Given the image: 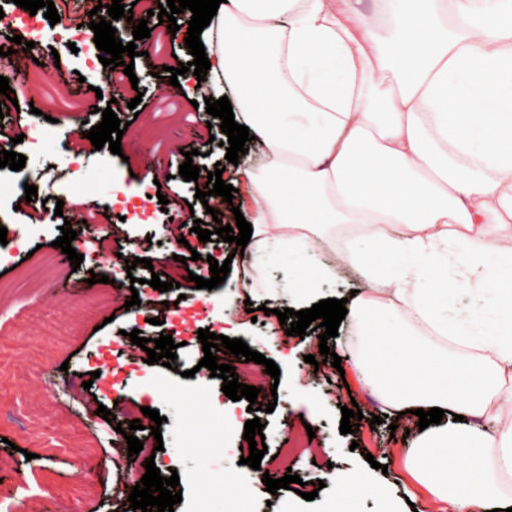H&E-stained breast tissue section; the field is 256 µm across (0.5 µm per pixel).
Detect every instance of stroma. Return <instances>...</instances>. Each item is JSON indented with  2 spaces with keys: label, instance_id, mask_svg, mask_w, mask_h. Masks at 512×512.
<instances>
[{
  "label": "stroma",
  "instance_id": "stroma-1",
  "mask_svg": "<svg viewBox=\"0 0 512 512\" xmlns=\"http://www.w3.org/2000/svg\"><path fill=\"white\" fill-rule=\"evenodd\" d=\"M167 58L191 62L182 36H174L166 54L152 55L147 63L136 60L134 73L145 98L162 95V81L152 76L151 68ZM100 80V70L87 68L83 53L61 46L56 54L45 55L44 67L29 90L41 115L27 116L24 103L19 109L25 114L23 133L43 136L46 145L39 154L28 156L23 169L11 172L13 194H23L32 173L38 177L39 190L32 207L40 206V193L45 189L69 200L92 201L107 211L113 252L134 249L138 257L151 259L152 266L133 269V277L139 280L137 289H117L111 322L99 317L81 320V334L64 347L43 336L33 323L42 316L80 320L78 301L62 288L60 279L38 285L17 281L14 290L0 300V503L8 505L10 512H133L127 498L145 468H129L126 439L117 433L115 423L96 413L103 405L150 407L163 416L161 439L150 434L152 421L146 416L141 417L142 428L136 436L145 447L155 449L161 475L177 470L182 501L174 512H333L337 491L332 476L351 470L366 472L383 495L354 498L349 512H380L386 500L396 512H438L433 497L416 484L407 468L412 439L419 434V418L398 414L363 382L355 369L359 350L353 322L343 321L336 338L327 341L342 359L340 368L306 363V356L319 353L316 331L287 335L276 314L261 312L267 293L250 287L249 265L244 256L234 255L232 244L203 243L189 232L186 245L171 247L172 227L166 213H159L157 222L144 224L122 206V198L136 195L140 187L178 175V168L168 166L153 179L147 171L154 146L180 141L195 144L199 150L194 159L199 178L182 183L181 188L202 228L234 223L239 213L251 216L253 205L246 193H236L232 207L223 208L215 218L195 197L197 186L206 184L209 171L226 155L225 148L201 137L208 126H220V119L201 111L191 125L182 113L137 115L122 101L112 106L118 119L128 125L121 155H112L106 147H91L78 154L72 149L76 135L90 131L102 115L70 106L62 85L67 82L75 87L83 81L95 86ZM353 247L362 250L366 243L341 226L321 238L320 257L334 265L335 278L304 297L294 289L281 293L278 310L308 309L360 289V272L338 260L342 251ZM194 252L230 260V272L220 286L198 289L189 281V271L197 267L190 259ZM156 270L176 281V288L163 293L154 290L149 281ZM134 294L150 304L158 324L125 311V301ZM250 305L258 307V315L247 313ZM199 311L206 312L205 325L210 331L242 339L280 369L277 388L259 392L263 407L254 414L264 426L267 445L260 470L240 462L244 425L254 416L247 410L249 402L226 397L221 378L199 368L204 353L197 337L187 336L185 345L177 348L172 370L158 362L148 363L146 351L129 337L135 329L152 339L171 334L181 320ZM36 344L48 354L37 375L25 361ZM107 362L122 366L113 386L105 388L96 381L86 389L77 384L79 375L100 370ZM353 402L364 418L358 431L344 435L340 432L341 409ZM268 403L274 404L273 412H265ZM217 410L233 420L220 437L215 436L212 422ZM371 414L380 416L381 424H369ZM392 423L397 426L393 432L388 429ZM288 469L315 490L314 500L283 488L273 495L257 481L259 471ZM241 487L249 488L248 496H237Z\"/></svg>",
  "mask_w": 512,
  "mask_h": 512
}]
</instances>
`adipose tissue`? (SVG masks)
I'll use <instances>...</instances> for the list:
<instances>
[{
    "mask_svg": "<svg viewBox=\"0 0 512 512\" xmlns=\"http://www.w3.org/2000/svg\"><path fill=\"white\" fill-rule=\"evenodd\" d=\"M217 18L207 79L270 157L265 179L237 171L257 250L362 229L378 262L343 257L363 270L359 370L389 405L444 410L408 458L438 512H506L512 418L479 420L512 401V0H224ZM459 289L486 319L443 317Z\"/></svg>",
    "mask_w": 512,
    "mask_h": 512,
    "instance_id": "1",
    "label": "adipose tissue"
}]
</instances>
